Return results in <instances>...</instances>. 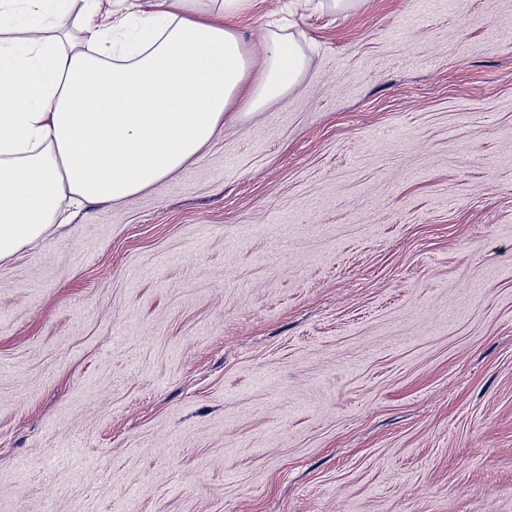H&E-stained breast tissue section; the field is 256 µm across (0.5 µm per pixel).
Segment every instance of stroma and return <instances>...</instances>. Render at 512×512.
Returning a JSON list of instances; mask_svg holds the SVG:
<instances>
[{"instance_id":"35a3bbf8","label":"stroma","mask_w":512,"mask_h":512,"mask_svg":"<svg viewBox=\"0 0 512 512\" xmlns=\"http://www.w3.org/2000/svg\"><path fill=\"white\" fill-rule=\"evenodd\" d=\"M277 13L286 97L0 265V512H512V0Z\"/></svg>"}]
</instances>
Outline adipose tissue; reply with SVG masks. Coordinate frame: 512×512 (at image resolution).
<instances>
[{
  "instance_id": "1",
  "label": "adipose tissue",
  "mask_w": 512,
  "mask_h": 512,
  "mask_svg": "<svg viewBox=\"0 0 512 512\" xmlns=\"http://www.w3.org/2000/svg\"><path fill=\"white\" fill-rule=\"evenodd\" d=\"M48 0H0V263L63 224L59 201L121 202L208 145L232 106L257 112L307 69L272 36L255 64L237 19L253 0H157L126 23L120 54L86 14L71 42Z\"/></svg>"
}]
</instances>
